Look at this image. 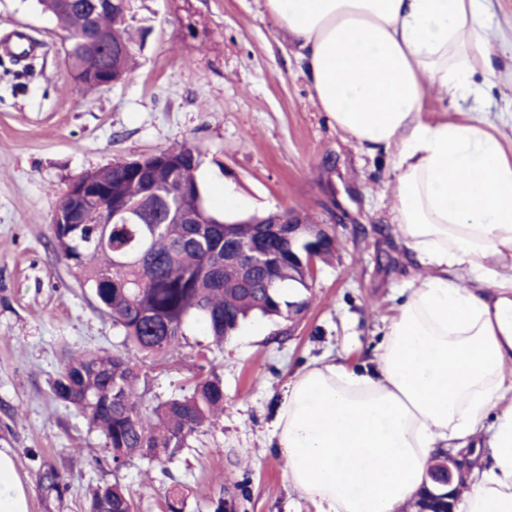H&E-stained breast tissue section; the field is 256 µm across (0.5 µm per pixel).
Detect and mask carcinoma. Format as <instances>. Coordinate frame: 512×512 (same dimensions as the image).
I'll return each instance as SVG.
<instances>
[{
  "mask_svg": "<svg viewBox=\"0 0 512 512\" xmlns=\"http://www.w3.org/2000/svg\"><path fill=\"white\" fill-rule=\"evenodd\" d=\"M63 31L66 63L74 80L89 88L112 85L126 72L131 39L123 28L128 0H39ZM157 166L145 156L134 176L114 162L82 176L112 194L89 204L81 224H55L53 247L98 304L112 317L122 340L110 351L66 357L50 383L54 399L81 411L104 436L115 470L137 458L163 462L185 447L189 435L224 415V382L215 367L184 395L143 409L141 372L164 362L186 343L195 324L207 327L220 347L249 317L301 313L308 280L288 264V225L256 215L251 224H226L205 205L197 179L201 153L193 145L166 149ZM130 211L131 224H110L112 208ZM310 236L329 255L334 237L324 224ZM264 255L252 273L228 261L237 245ZM87 512H136L132 495L114 475L92 491Z\"/></svg>",
  "mask_w": 512,
  "mask_h": 512,
  "instance_id": "carcinoma-1",
  "label": "carcinoma"
}]
</instances>
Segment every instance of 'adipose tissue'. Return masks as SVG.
<instances>
[{
    "label": "adipose tissue",
    "instance_id": "obj_1",
    "mask_svg": "<svg viewBox=\"0 0 512 512\" xmlns=\"http://www.w3.org/2000/svg\"><path fill=\"white\" fill-rule=\"evenodd\" d=\"M265 3L321 111L363 152L389 156L397 235L431 271L410 284L374 367L340 356L295 374L273 432L288 480L316 512H398L430 458L452 448L473 486L457 512H512V161L479 118L434 122L423 110L429 84L453 99L482 92L477 0ZM491 415L480 466L470 440ZM0 512H29L1 448Z\"/></svg>",
    "mask_w": 512,
    "mask_h": 512
}]
</instances>
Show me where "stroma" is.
Here are the masks:
<instances>
[{
    "mask_svg": "<svg viewBox=\"0 0 512 512\" xmlns=\"http://www.w3.org/2000/svg\"><path fill=\"white\" fill-rule=\"evenodd\" d=\"M491 69L480 100L427 87L432 120L480 112L512 158V0H479ZM133 58L120 81L72 80L62 31L38 0H0V41H36L41 60L17 85L0 70V448L10 450L29 512H86L96 485L120 477L139 512H162L168 488L184 512H310L271 439L288 381L304 366L348 356L370 365L403 290L422 270L399 242L387 155L363 153L318 108L305 65L265 0H130ZM201 152L209 208L243 214L295 209L336 239L315 265L308 304L293 320L252 319L223 346L200 326L168 363L147 367L145 403L181 394L197 352L224 380V415L164 463L115 469L104 437L50 383L67 353L112 350L121 336L91 290L54 251L57 199L87 172L182 142ZM54 471L57 487L42 482Z\"/></svg>",
    "mask_w": 512,
    "mask_h": 512,
    "instance_id": "stroma-1",
    "label": "stroma"
}]
</instances>
